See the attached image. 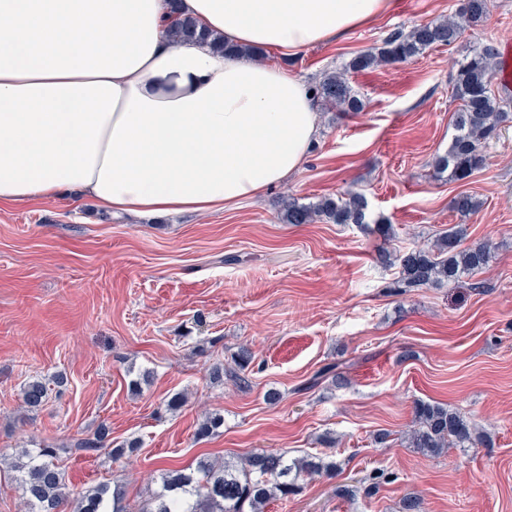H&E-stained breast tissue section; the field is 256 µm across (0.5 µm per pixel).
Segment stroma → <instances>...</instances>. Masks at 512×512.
Segmentation results:
<instances>
[{
  "label": "stroma",
  "mask_w": 512,
  "mask_h": 512,
  "mask_svg": "<svg viewBox=\"0 0 512 512\" xmlns=\"http://www.w3.org/2000/svg\"><path fill=\"white\" fill-rule=\"evenodd\" d=\"M456 0H391L386 13L287 57L263 54L313 87L388 33L448 16ZM493 39L512 48V0L449 45L414 60L349 73L363 111L315 100L319 134L301 171L255 201L206 215H108L87 198L0 204V512H26L12 469L24 449L54 448L70 488L120 492L137 512L166 470L268 450L336 460L266 512H512V123L490 141L466 182L432 162L455 134L452 85L469 52ZM388 218L394 246L432 243L461 223L465 245L492 241L479 275L397 294V268L378 264L380 237L351 224H286L283 196L315 202L347 190ZM482 202L460 217L452 198ZM253 352L250 385L208 372L239 347ZM336 366L341 381L309 387ZM49 383L27 410L24 385ZM281 394L277 404L267 391ZM183 395L182 406L167 401ZM448 405L491 442L425 457L404 439L415 400ZM218 432L197 439L207 415ZM107 428V447L77 440ZM386 443H376L378 433ZM140 446L113 460L111 449ZM384 471L373 494L361 478ZM355 489L353 497L338 487Z\"/></svg>",
  "instance_id": "35a3bbf8"
}]
</instances>
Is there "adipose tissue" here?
I'll use <instances>...</instances> for the list:
<instances>
[{
	"mask_svg": "<svg viewBox=\"0 0 512 512\" xmlns=\"http://www.w3.org/2000/svg\"><path fill=\"white\" fill-rule=\"evenodd\" d=\"M389 0H178L225 43L298 53ZM168 0H0V203L78 192L109 212L205 214L299 173L318 116L279 67L172 43Z\"/></svg>",
	"mask_w": 512,
	"mask_h": 512,
	"instance_id": "1",
	"label": "adipose tissue"
}]
</instances>
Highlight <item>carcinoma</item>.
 Segmentation results:
<instances>
[{
  "instance_id": "obj_1",
  "label": "carcinoma",
  "mask_w": 512,
  "mask_h": 512,
  "mask_svg": "<svg viewBox=\"0 0 512 512\" xmlns=\"http://www.w3.org/2000/svg\"><path fill=\"white\" fill-rule=\"evenodd\" d=\"M487 14L488 0H458L455 11L446 19L418 25L407 33L393 31L377 51L355 56L343 71L326 77L316 88V96L346 112H359L363 103L349 84V72L406 62L432 45H450L465 28L483 21ZM168 32L175 41L194 37L210 42L217 50L224 49L223 43L212 39L186 17H172ZM499 68V49L493 43L482 45L459 63L452 88V97L460 102L454 113L455 134L448 152L435 159L437 175L446 173L448 180L454 182L470 178L483 167L484 148L496 136L499 126L512 118L505 110L506 102L497 98L492 90ZM451 206L466 216L479 207V201L461 192L453 198ZM280 217L285 224L326 220L334 224H354L384 239L395 236L388 219L369 221L365 196L352 191L340 198H326L316 203H301L287 195L282 199ZM465 235L464 225L455 224L430 246H415L402 253L383 247L377 251L375 259L383 266L399 265L400 276L392 282L395 290L428 288L473 274L487 265L492 245L484 241L464 247ZM252 360V353L241 348L232 354L230 364L214 365L210 379L225 378L240 388H247V371ZM47 396V386L40 380H32L23 387V401L30 410L38 409ZM222 426L224 416L211 414L200 424L197 434L205 438ZM107 436L108 431L103 427L94 438L78 441L76 447L101 450L106 447ZM406 436L411 447L427 456H439L453 445L474 448L483 441L474 424L459 412L445 404L423 400L414 403ZM54 454L52 448H40L35 453H25L13 464L28 512H62V505L70 498L65 472L50 461ZM335 472V462L313 455L290 459L281 453L260 451L249 454L238 464H218L202 459L192 473L162 474L161 490L154 493L139 512H265L271 500L286 501L302 491L305 481ZM107 493L108 488L101 486L80 496L73 512H125L119 496H113L112 503H107Z\"/></svg>"
}]
</instances>
